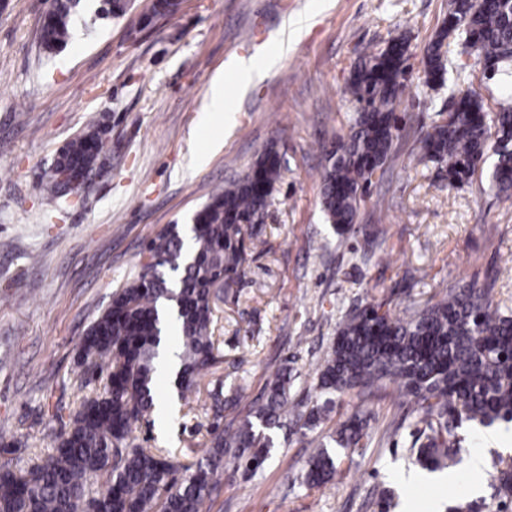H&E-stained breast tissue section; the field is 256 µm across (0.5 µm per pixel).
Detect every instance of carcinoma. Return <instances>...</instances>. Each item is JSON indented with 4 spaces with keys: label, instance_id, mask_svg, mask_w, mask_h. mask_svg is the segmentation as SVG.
Here are the masks:
<instances>
[{
    "label": "carcinoma",
    "instance_id": "1",
    "mask_svg": "<svg viewBox=\"0 0 512 512\" xmlns=\"http://www.w3.org/2000/svg\"><path fill=\"white\" fill-rule=\"evenodd\" d=\"M100 2L98 15L105 18L131 9L129 0ZM85 11L83 0H51L41 48L63 50ZM455 33L461 54L473 57L454 66L456 84L466 83L468 70L478 65L495 77L509 76L504 64L512 61V0H452L448 26L425 48L426 82L444 85V40ZM407 50L398 38L364 54L347 81L355 115L348 134L326 151L320 174L322 211L340 238L356 224L372 177L394 159ZM104 135L91 129L60 150L49 176L52 201L61 204L72 192L61 174L96 166ZM419 144L422 159L441 168L450 187L469 182L493 154L491 189L512 198V103L489 113L474 91H462L453 114L430 125ZM279 177L280 160L269 147L249 173L212 194L188 234L168 224L150 239L137 278L113 294L80 341L81 361L106 373L102 392L86 400L55 437L54 453L44 463L23 472L8 460L0 465V512H203L224 469L257 472L278 431L315 432L336 397L355 391L365 398L386 383L407 400L414 419L409 447L425 466L457 464V432L466 424L512 423V312L501 310L493 289L469 284L408 307L401 316L387 299L351 307L317 370L321 397L301 410L288 401V368L267 381L261 401L236 426L220 427L225 405L237 399L228 402L217 389L211 394V439L193 466H178L136 443L135 424L155 410L159 346L168 326L176 330L180 396L192 392L197 377L218 362L211 286L222 278L230 288L244 274L258 236L251 221L267 208ZM330 438L346 450L344 458L325 449L313 455L302 481L308 489L332 481L345 459L350 467L360 465L375 440L361 409L339 422ZM487 478L500 512H507L512 462Z\"/></svg>",
    "mask_w": 512,
    "mask_h": 512
}]
</instances>
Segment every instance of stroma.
Listing matches in <instances>:
<instances>
[{
  "mask_svg": "<svg viewBox=\"0 0 512 512\" xmlns=\"http://www.w3.org/2000/svg\"><path fill=\"white\" fill-rule=\"evenodd\" d=\"M150 0L119 19L86 14L58 54L40 49L48 0H0V462L16 470L54 451L88 380L79 343L113 294L133 281L146 243L165 225L187 227L224 183L248 173L268 146L281 158L263 224L267 245L214 307L221 358L166 422L149 417L134 435L181 464L203 455L213 421L210 392L238 396L225 423L241 421L266 381L291 368L292 402L316 398V373L343 314L367 296L394 313L445 288H493L512 310V198L491 189V165L449 188L421 161L420 126L447 111L448 87L426 83L424 49L442 29L451 0H182L142 25ZM409 40L408 76L396 158L375 176L355 230L339 241L320 204L325 151L346 136L354 105L344 93L362 53ZM255 59L260 80L240 90L230 67ZM223 74L229 119L205 121L209 86ZM98 126L112 148L106 166L65 204L46 184L62 147ZM212 150L210 162L193 157ZM366 406L375 430L406 413L393 386L370 400L347 393L333 419ZM368 448L357 470L312 490L301 484L316 448L278 438L262 471L224 478L207 512H428L491 490L457 465L447 482L410 487L393 471L417 470L406 448Z\"/></svg>",
  "mask_w": 512,
  "mask_h": 512,
  "instance_id": "stroma-1",
  "label": "stroma"
}]
</instances>
